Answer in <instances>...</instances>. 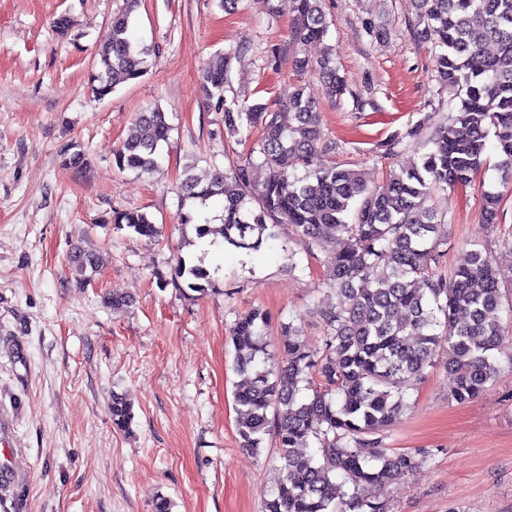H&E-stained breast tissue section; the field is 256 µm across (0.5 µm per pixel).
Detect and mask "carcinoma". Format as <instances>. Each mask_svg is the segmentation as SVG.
Listing matches in <instances>:
<instances>
[{
    "mask_svg": "<svg viewBox=\"0 0 512 512\" xmlns=\"http://www.w3.org/2000/svg\"><path fill=\"white\" fill-rule=\"evenodd\" d=\"M411 2L416 33L439 49L438 82L460 98V108L435 131L430 151L380 186L356 169L324 163L336 145L319 125L315 89L298 85L269 112L224 95L235 51L215 55L202 74L205 94L224 112L225 135L247 139L260 127L251 152L262 157L264 179H255L250 156L205 184L185 174L181 206L189 210L180 212V223H192V210L218 197L220 234L236 247L256 249L267 225L287 224L300 250L325 252L321 276L336 292V303L318 310L325 329L320 351L308 348L291 323L272 348L259 310L231 327L233 369L242 376L234 392L239 445L258 453L271 435L282 461L262 512H385L366 490L397 483L419 465L415 454L390 453L378 437L410 407L403 385L420 382L440 364L455 379L451 398L474 399L497 375L492 351L512 334V248L504 262L475 247L443 271L444 215L433 204L438 191L476 183L489 162L491 137L499 182H512V0ZM132 12L115 15L96 48L91 91L99 99L147 73L149 49L132 38ZM294 12L275 56L289 55L297 70L319 73L327 97L342 94L345 81L331 52L317 60L302 54L328 34L323 0H294ZM489 45L495 52L486 51ZM169 132L161 108L138 113L135 135L113 153L115 166L156 170ZM61 157L76 171L89 164L77 143ZM482 194L483 222L499 223L500 192L490 187ZM112 223L140 236L158 234L139 211H117ZM329 238L342 247L325 251ZM71 260L93 274L100 266L92 251L78 250ZM175 277L194 292L210 284L207 269L184 261ZM110 414L112 427L129 429L134 414L125 397L112 395ZM312 439L317 452H301Z\"/></svg>",
    "mask_w": 512,
    "mask_h": 512,
    "instance_id": "obj_1",
    "label": "carcinoma"
}]
</instances>
